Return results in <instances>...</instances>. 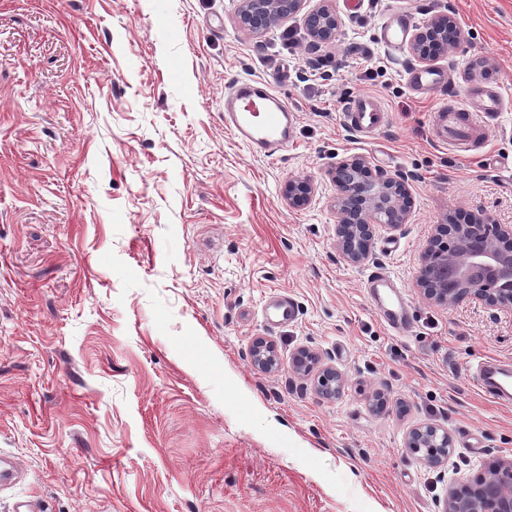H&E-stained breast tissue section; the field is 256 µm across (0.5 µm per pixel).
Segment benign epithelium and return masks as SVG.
I'll return each instance as SVG.
<instances>
[{
	"label": "benign epithelium",
	"mask_w": 512,
	"mask_h": 512,
	"mask_svg": "<svg viewBox=\"0 0 512 512\" xmlns=\"http://www.w3.org/2000/svg\"><path fill=\"white\" fill-rule=\"evenodd\" d=\"M305 3L306 0H238L237 21L241 28L260 38L302 12L311 42L335 39L338 19L332 0H320L307 12ZM462 39L463 31L455 18L441 12L433 15L425 27L415 30L410 37V50L418 61H432ZM365 173L366 160L362 158L345 160L336 167V246L344 259L354 264H362L372 256L371 243L377 228L396 230L404 224L409 194L405 176L378 173L366 179ZM312 192L308 179L292 180L285 188L287 200L297 206L308 204ZM485 227L477 222L454 225L451 231L461 239L460 248L454 253L428 246L416 280L426 297L448 306L471 300L512 309V289H497L512 281V245L480 243ZM320 361V355L304 350L296 357V369L304 373ZM252 362L263 372L273 370V346L257 342ZM318 387L323 395L334 397L342 391V377L336 370L324 367ZM440 435L444 441H451L448 432L419 424L409 431L405 447L416 454L426 441ZM443 512H512V459L491 461L487 475L473 487H449Z\"/></svg>",
	"instance_id": "7a95c632"
}]
</instances>
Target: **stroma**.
Returning a JSON list of instances; mask_svg holds the SVG:
<instances>
[{"label": "stroma", "mask_w": 512, "mask_h": 512, "mask_svg": "<svg viewBox=\"0 0 512 512\" xmlns=\"http://www.w3.org/2000/svg\"><path fill=\"white\" fill-rule=\"evenodd\" d=\"M237 0H0V454L17 476L0 512H440L449 483L512 458V405L468 368L512 361V311L426 300L415 278L440 225L512 226V0H334L335 41L256 38ZM452 11L463 41L416 61L380 27ZM448 75L416 97L406 73ZM267 78L297 114L274 159L224 126V91ZM500 87L484 146L434 142L440 100ZM382 100L385 127L349 129L347 102ZM409 180L404 224L364 265L336 248L337 165ZM314 187L302 207L289 181ZM374 272L405 290L412 328H386ZM284 293L294 320L264 315ZM278 367L252 364L257 339ZM307 348L340 397L300 375ZM382 409H373L375 398ZM420 423L453 453L405 446ZM414 17L402 10H395L387 16L381 26V39L388 48L397 51L408 35Z\"/></svg>", "instance_id": "1"}]
</instances>
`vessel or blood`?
I'll return each instance as SVG.
<instances>
[{"label": "vessel or blood", "instance_id": "b4317fda", "mask_svg": "<svg viewBox=\"0 0 512 512\" xmlns=\"http://www.w3.org/2000/svg\"><path fill=\"white\" fill-rule=\"evenodd\" d=\"M414 18L396 10L381 26V39L391 50H398L408 35ZM501 92L484 93L476 103L451 106L440 103L433 114L430 132L435 141L449 148L468 152L483 143L481 122L498 112ZM344 122L354 131L371 134L383 128L388 114L372 96L349 101ZM224 124L249 150L270 157L286 150L295 132V114L267 79H247L234 83L224 93ZM367 296L376 314L396 333L409 330V300L391 276L376 272L366 280ZM477 388L501 404H512V364L495 358L480 359L473 366Z\"/></svg>", "mask_w": 512, "mask_h": 512}]
</instances>
